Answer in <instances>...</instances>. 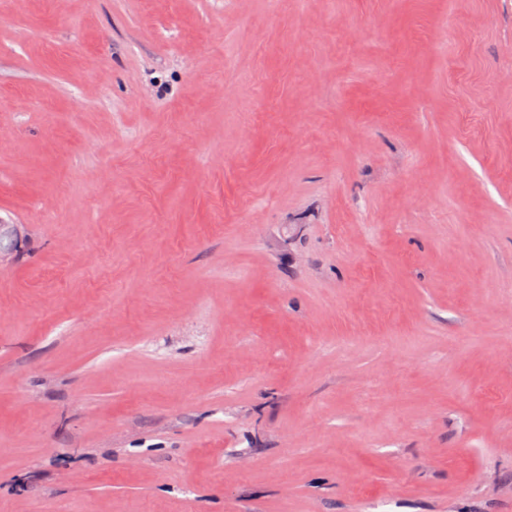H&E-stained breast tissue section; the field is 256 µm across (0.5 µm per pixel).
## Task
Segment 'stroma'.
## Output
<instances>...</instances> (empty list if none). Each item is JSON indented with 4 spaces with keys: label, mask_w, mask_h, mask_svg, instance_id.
<instances>
[{
    "label": "stroma",
    "mask_w": 512,
    "mask_h": 512,
    "mask_svg": "<svg viewBox=\"0 0 512 512\" xmlns=\"http://www.w3.org/2000/svg\"><path fill=\"white\" fill-rule=\"evenodd\" d=\"M0 512H512V0H0Z\"/></svg>",
    "instance_id": "1"
}]
</instances>
